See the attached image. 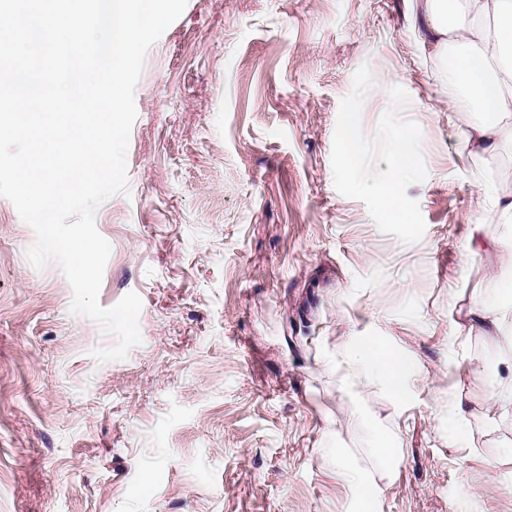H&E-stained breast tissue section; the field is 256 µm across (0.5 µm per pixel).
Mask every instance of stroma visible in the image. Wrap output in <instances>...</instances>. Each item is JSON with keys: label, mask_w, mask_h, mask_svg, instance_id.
<instances>
[{"label": "stroma", "mask_w": 512, "mask_h": 512, "mask_svg": "<svg viewBox=\"0 0 512 512\" xmlns=\"http://www.w3.org/2000/svg\"><path fill=\"white\" fill-rule=\"evenodd\" d=\"M415 0H187L135 89L129 195L96 213L110 243L99 303L142 300V343L69 312L57 264L0 198V512H512V329L472 322L512 291V243L483 184L512 151L469 152L476 112L422 45ZM369 66L367 136L408 94L422 130V239L382 233L331 166L340 102ZM374 341L403 397L348 367ZM462 400L466 432H448ZM394 449L384 470L380 447Z\"/></svg>", "instance_id": "1"}]
</instances>
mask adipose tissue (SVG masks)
<instances>
[{"label":"adipose tissue","mask_w":512,"mask_h":512,"mask_svg":"<svg viewBox=\"0 0 512 512\" xmlns=\"http://www.w3.org/2000/svg\"><path fill=\"white\" fill-rule=\"evenodd\" d=\"M426 40L443 58L464 93L463 109L482 113L470 127L468 143L481 154L512 149V0H464L463 16L449 22L448 0H422ZM394 395L404 393L406 367L395 352L367 343L349 358Z\"/></svg>","instance_id":"obj_1"}]
</instances>
